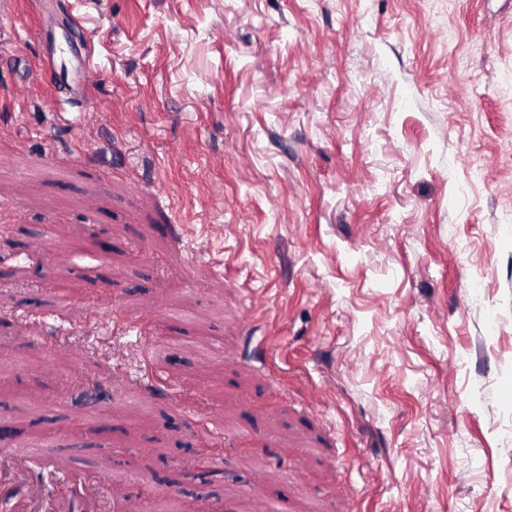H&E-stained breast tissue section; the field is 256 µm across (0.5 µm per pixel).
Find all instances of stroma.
<instances>
[{"instance_id":"35a3bbf8","label":"stroma","mask_w":512,"mask_h":512,"mask_svg":"<svg viewBox=\"0 0 512 512\" xmlns=\"http://www.w3.org/2000/svg\"><path fill=\"white\" fill-rule=\"evenodd\" d=\"M64 2L0 23V443L170 512L258 469L282 512H512V0ZM39 23L89 101L25 97Z\"/></svg>"}]
</instances>
